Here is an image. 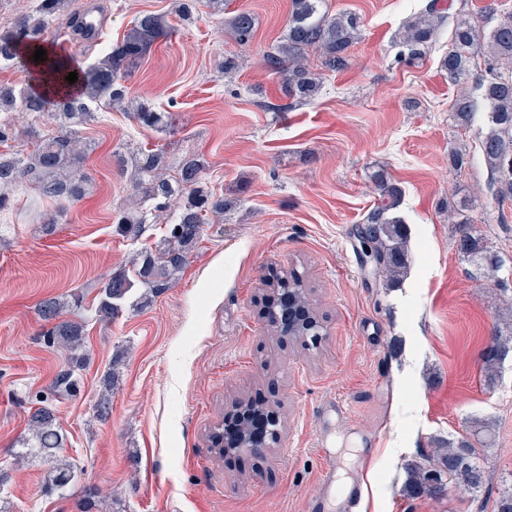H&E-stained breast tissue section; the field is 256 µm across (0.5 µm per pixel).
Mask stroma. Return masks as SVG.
Returning a JSON list of instances; mask_svg holds the SVG:
<instances>
[{
	"instance_id": "obj_1",
	"label": "stroma",
	"mask_w": 512,
	"mask_h": 512,
	"mask_svg": "<svg viewBox=\"0 0 512 512\" xmlns=\"http://www.w3.org/2000/svg\"><path fill=\"white\" fill-rule=\"evenodd\" d=\"M428 0H324L328 14L354 12L362 37L350 65L323 75L320 95L290 105L263 55L285 33L290 0H229L256 19L239 43L227 18L198 4L181 25L176 0H74L100 8L96 40L44 41L80 66L119 42L150 12L176 29L157 40L126 77L130 98L174 115L161 133L114 108L82 126L94 149L83 162L89 193L42 224L34 189L0 213V502L10 512H79L94 487L109 512H495L512 485V353L495 377L480 355L512 310V297L485 286L459 256L461 226L482 237L512 276V201L498 204L476 130L457 127L450 107L475 80L452 83L440 66L457 13L485 26L481 7L512 12V0H440L447 19L424 60L396 63L395 38ZM237 69H219L224 57ZM162 149L170 166L187 155L208 165L210 189L240 206L203 240L165 292L97 320V293L127 266L138 244L158 245L164 221L141 243L117 235L113 218L132 191L137 149ZM471 165L454 170L451 151ZM397 184L396 210L409 229L410 266L395 284L362 266L358 229L374 207L373 182ZM302 273L322 322L309 347L278 339L259 314L264 278ZM78 293L87 325L76 395H52L66 355L47 344L39 313L48 297ZM120 358L111 411L95 403ZM47 397L79 479L65 496L39 486L48 464L15 455L27 418ZM263 400L281 415L279 444L260 456L219 457L207 435L234 399ZM486 423L477 493L408 497L407 469L447 440Z\"/></svg>"
}]
</instances>
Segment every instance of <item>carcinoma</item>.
Segmentation results:
<instances>
[{"instance_id":"obj_1","label":"carcinoma","mask_w":512,"mask_h":512,"mask_svg":"<svg viewBox=\"0 0 512 512\" xmlns=\"http://www.w3.org/2000/svg\"><path fill=\"white\" fill-rule=\"evenodd\" d=\"M71 0H37L32 11L0 23V67L9 66L26 44H41L51 22L62 17L67 20L70 33L84 36V16L81 11H67ZM323 0H292L288 27L283 38L264 55L265 67L282 78L287 97L296 102L315 98L320 81L305 65L308 53L321 58L322 67L330 72L341 71L350 65L349 50L360 36L361 21L354 13L329 17L322 12ZM445 20L438 0H429L425 9L406 21L400 34L399 59L409 65L420 62L426 49L436 39ZM236 38L242 44L252 40L255 18L248 11H240L231 19ZM167 34L161 17L144 13L103 56L83 71V85L71 94L55 97L52 108H47L48 96L34 90L0 85V114L26 112L33 119H51L56 123L52 132L43 135L37 127H19L9 119L0 118V145L11 146L27 141L33 149L0 151V212L13 207L14 192L26 181L35 185L41 197L53 201L57 213L41 215L45 224L57 223V214L81 200L85 194L84 179L80 175L87 144L78 136V127L88 123L98 109H111L127 100L126 87L121 79L131 73L147 54L153 43ZM490 57L484 73L477 76L480 97L460 93L453 100L451 112L454 122L462 128L473 125L477 112H488V129L480 132L478 146L483 161L491 174L494 199L503 203L512 200V13L493 26L489 33H479L477 26L466 18L456 20L452 45L441 60V67L453 82L469 79L479 64V53ZM67 61L53 56L43 62V72L56 79L66 69ZM135 117L144 126L167 130L169 116L140 102L134 109ZM164 155L147 151L135 159V179L131 207L117 213L116 231L121 236L137 241L146 232L147 224L156 213L165 211L170 200L177 197L178 210L156 251L142 249L132 260L134 276L128 271L112 273L102 283L95 316L108 321L126 304L133 288L144 289L139 300L146 302L163 292L172 279L187 264L191 252L201 241L209 215L221 216L231 203L224 196L211 193L206 186V165L200 158H185L175 176L163 173ZM380 203L367 215L359 233L364 241L373 243L377 257L376 270L395 282L408 264L405 243L407 226L394 214L401 197L400 188L385 177H378ZM457 251L470 263L480 267L493 285H500L497 272L503 259L488 249L481 238L464 232L457 240ZM273 289L297 291L296 304L304 309L312 302L304 277L296 273L276 276L268 283ZM81 295L73 293L70 300L58 297L40 303L39 314L54 325L48 331V340L54 347L69 352L68 361L57 372L54 391L68 393L75 390L76 368L80 360L75 352L84 340V324L62 318L64 308L78 307ZM506 334L498 335L481 354L485 371H498L504 355L512 350V315L504 319ZM113 374L102 381L103 390L96 404L98 415L109 413ZM31 440L27 452L45 458L51 467L44 476L43 492L65 494L78 480L74 467L59 459L62 436L55 416L47 406L36 409L29 418ZM450 470V485L469 492L479 491L486 482L484 468L479 462L475 445L468 439L448 442L435 455L412 465L406 492L411 496H431L441 478L438 466Z\"/></svg>"}]
</instances>
